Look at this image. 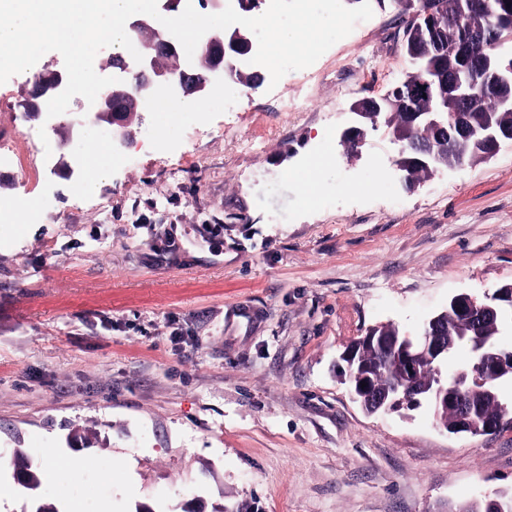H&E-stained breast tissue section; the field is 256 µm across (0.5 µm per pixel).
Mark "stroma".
I'll return each mask as SVG.
<instances>
[{
	"label": "stroma",
	"instance_id": "obj_1",
	"mask_svg": "<svg viewBox=\"0 0 512 512\" xmlns=\"http://www.w3.org/2000/svg\"><path fill=\"white\" fill-rule=\"evenodd\" d=\"M397 15L374 7L175 141L144 112L94 194L0 162V199L28 206L0 221V477L41 475L0 512H447L512 490L511 430L451 434L426 404L369 414L340 377L369 328L415 337L452 296L512 283L511 147L413 184L383 131L339 147L349 104L411 69ZM59 142L0 113L1 144ZM60 455L84 462L45 477Z\"/></svg>",
	"mask_w": 512,
	"mask_h": 512
}]
</instances>
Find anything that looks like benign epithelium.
Wrapping results in <instances>:
<instances>
[{
    "mask_svg": "<svg viewBox=\"0 0 512 512\" xmlns=\"http://www.w3.org/2000/svg\"><path fill=\"white\" fill-rule=\"evenodd\" d=\"M458 6L456 22L464 28V35L462 40L453 43L448 42L446 30L433 26L434 7L420 8L415 15L437 33V44L457 53L459 65L449 72L438 66L431 69L429 75L418 67L414 77L407 81L408 91L397 87L386 100L370 97L353 102L348 112L354 115V120L341 134L342 146L361 156L368 132L380 127L378 118L382 112L396 113L402 126L425 134L453 126L456 134L469 142L472 154L482 158L488 159L502 147L512 146V125L494 127L487 123H462L461 114L475 111L488 97L496 99L499 111L512 114V59L492 52L494 44L489 36V26L483 20V0H458ZM128 28L139 41L138 51L143 60L138 63L132 55L126 54L119 56L114 64L98 66L99 75L117 77L121 82L104 88V93L95 100V111H85L83 98L76 96L66 113L49 119L47 102L65 88L66 70H56L51 82L45 81L39 73L28 80L29 115L62 135L61 151L71 150L74 138L87 125L107 127L112 137V150L127 147L132 125L142 121L140 102L144 100L145 90L172 101L205 99L224 87L227 81L258 75L249 63L255 53V43L251 31L244 26L208 31L198 43L191 61L187 60L180 43L156 19L137 14L129 18ZM449 304L468 323L462 338L469 340L475 350L482 349L487 341L483 333L484 299L464 293L452 297ZM446 351L448 346L443 344L440 336L428 334L414 339L405 336L396 352V361L404 377L415 378L423 361H431ZM499 371L500 357L487 354L471 373L459 372L455 380L468 383L467 392L470 393L488 379L498 376ZM363 382L364 379H359L352 391L355 400L367 411L387 410L402 402L388 391L378 392L369 386H361ZM500 408L498 414L477 420L470 414L468 397L463 395L459 400V419L451 432L477 437L512 427L507 404Z\"/></svg>",
    "mask_w": 512,
    "mask_h": 512,
    "instance_id": "7a95c632",
    "label": "benign epithelium"
}]
</instances>
